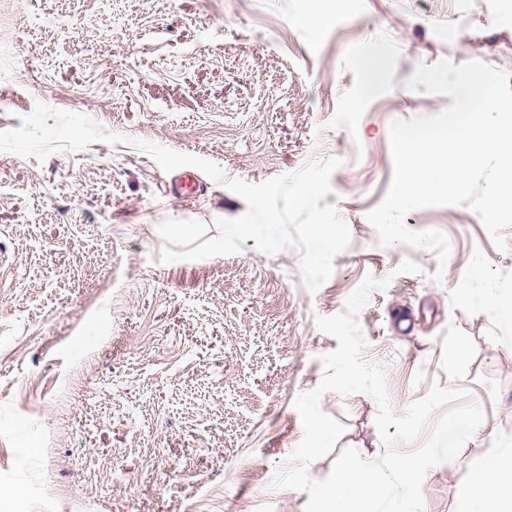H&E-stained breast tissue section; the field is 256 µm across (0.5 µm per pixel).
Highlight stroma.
<instances>
[{"mask_svg": "<svg viewBox=\"0 0 512 512\" xmlns=\"http://www.w3.org/2000/svg\"><path fill=\"white\" fill-rule=\"evenodd\" d=\"M331 21L314 30L315 9ZM512 0H0V131L36 102L81 113L121 144L45 161L0 152V512H305L308 493L270 484L303 436L295 398L314 390L335 338L316 319L343 310L365 277L389 279L359 314L367 360L386 366L403 414L440 366L448 323L476 343L462 385L485 419L460 456L422 483L426 512H464L473 459L512 443V251L469 207L410 211L445 234L442 281L422 248L381 245L367 214L393 174L389 126L451 105L406 84L419 64L481 60L512 74ZM380 60L368 85L362 57ZM220 165L219 182L173 193L134 140ZM350 233L329 280L308 292L293 251L164 263L160 223L196 220L216 237L246 202L226 181L260 183L315 158ZM417 274H396L404 258ZM482 278H471L473 267ZM343 448L383 450L376 402L325 394Z\"/></svg>", "mask_w": 512, "mask_h": 512, "instance_id": "1", "label": "stroma"}]
</instances>
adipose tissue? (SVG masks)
<instances>
[{
	"mask_svg": "<svg viewBox=\"0 0 512 512\" xmlns=\"http://www.w3.org/2000/svg\"><path fill=\"white\" fill-rule=\"evenodd\" d=\"M507 461L512 462V448L474 461L468 480L457 489L466 512H512V488L501 480Z\"/></svg>",
	"mask_w": 512,
	"mask_h": 512,
	"instance_id": "obj_1",
	"label": "adipose tissue"
}]
</instances>
